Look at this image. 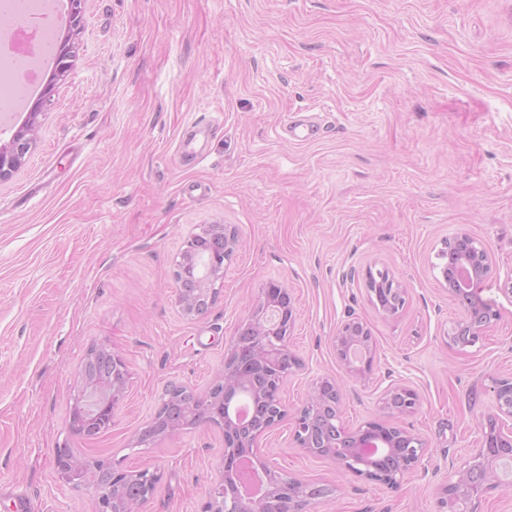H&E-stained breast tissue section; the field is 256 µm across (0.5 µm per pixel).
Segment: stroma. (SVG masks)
<instances>
[{"mask_svg": "<svg viewBox=\"0 0 512 512\" xmlns=\"http://www.w3.org/2000/svg\"><path fill=\"white\" fill-rule=\"evenodd\" d=\"M61 33L72 67L0 182V512H96L58 480L62 444L160 471L141 512H201L220 429L146 451L132 439L168 385L212 382L271 280L293 296L303 366L266 463L332 488L310 512H439L440 485L495 412V379L512 374V0H86ZM300 120L319 135L289 134ZM198 224L235 225L243 247L209 313L187 319L172 271ZM463 229L492 255L482 297L499 313L464 348L448 342L461 309L439 282ZM369 267L406 288L396 316L371 305ZM353 317L376 342L358 380L331 343ZM102 344L126 363L127 395L86 441L70 413ZM322 376L341 385L349 429L382 418L390 384L415 390L398 423L429 454L399 488L297 447L291 414Z\"/></svg>", "mask_w": 512, "mask_h": 512, "instance_id": "35a3bbf8", "label": "stroma"}]
</instances>
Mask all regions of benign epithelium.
<instances>
[{"label": "benign epithelium", "instance_id": "7a95c632", "mask_svg": "<svg viewBox=\"0 0 512 512\" xmlns=\"http://www.w3.org/2000/svg\"><path fill=\"white\" fill-rule=\"evenodd\" d=\"M73 57L70 44L58 47L56 59L60 74L70 70ZM51 97L52 88L48 87L27 115L29 129H35L37 117ZM30 143L31 139L14 134L0 145V181L18 170ZM239 248V235L232 224L199 225L197 231L189 234L172 271L176 284L174 303L183 317H202L215 304L219 289L214 283L224 279V264ZM448 250V261L441 275L448 294L461 308V316L448 333V339L461 346L473 345L498 317L492 305L483 306L478 302L492 269V257L482 241L464 230L448 239ZM460 267L470 273V288L465 295L455 279ZM364 280L375 309L394 316L404 307L407 291L387 268H367ZM293 324L291 293L278 281L267 282L250 317L235 329L224 356V367L207 389L197 392L183 385L169 387L151 424L135 435L134 446L149 447L187 427L207 425L222 430V476L209 488L202 512H257L258 501L244 496L251 477L238 484L234 469L241 449H247L249 455L261 454L260 438L287 415L280 391L287 377L301 366L300 359L287 345ZM332 346L350 377L363 379L372 374L375 343L363 321L351 318L342 323L332 337ZM247 364L255 370L250 376L245 372ZM246 376L253 382L255 398L271 401L263 422L254 426H241L224 414V402ZM82 378L84 386L89 388L84 397L92 396L99 385L104 386L106 392L103 403L87 401L74 411L71 431L85 440H93L112 427V415L126 397V365L110 347L100 345L89 352ZM493 392L496 413L482 426L470 461L441 488L440 506L447 512H481L483 498L502 483L497 464L512 462V429L502 427V418L512 419V376L496 379ZM341 402L342 389L336 379L320 377L316 380L310 399L294 415L297 447L310 455L335 460L346 473L380 482L391 489L399 487L404 477L422 465L428 452L422 437L392 422L419 406L417 393L406 385H392L381 399L389 421L370 420L354 430H341L355 448L382 439L388 454L380 468L358 467L352 459L337 456L336 442L322 432L319 422L340 420ZM55 466L61 482L83 487L93 494L99 512H115L113 492L117 488L125 489L126 493V506L120 512H138L141 504L154 495L162 479L156 470H125L87 454H76L65 446L56 449ZM266 475L270 483L287 490L285 497L279 500L261 496L267 502L268 512H308L311 505L330 494V489L324 485L285 478L270 469L266 470Z\"/></svg>", "mask_w": 512, "mask_h": 512}]
</instances>
